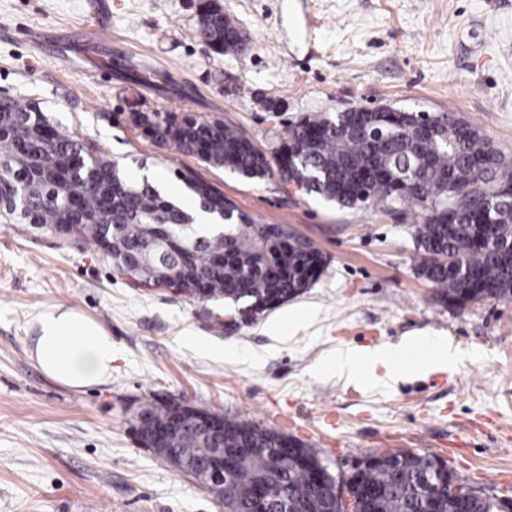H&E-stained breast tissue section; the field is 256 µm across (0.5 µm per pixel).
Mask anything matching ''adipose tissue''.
Returning a JSON list of instances; mask_svg holds the SVG:
<instances>
[{"label": "adipose tissue", "instance_id": "obj_1", "mask_svg": "<svg viewBox=\"0 0 512 512\" xmlns=\"http://www.w3.org/2000/svg\"><path fill=\"white\" fill-rule=\"evenodd\" d=\"M38 336L31 350L43 373L70 388L104 383L112 376V338L78 312L53 306L37 318ZM400 367L397 350L349 348L335 360L337 374L371 382L390 378Z\"/></svg>", "mask_w": 512, "mask_h": 512}]
</instances>
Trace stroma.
I'll return each mask as SVG.
<instances>
[{
    "mask_svg": "<svg viewBox=\"0 0 512 512\" xmlns=\"http://www.w3.org/2000/svg\"><path fill=\"white\" fill-rule=\"evenodd\" d=\"M202 2L0 0V97L37 105L173 196H188L177 171L195 172L238 210L313 241L329 264L303 295L222 332L211 304L134 288L90 245L0 221V512H219L136 439L140 402L170 398L293 437L334 475L369 454L426 451L512 495V301H437L412 264L424 207L342 208L275 169L247 180L128 119L137 98L217 119L272 159L315 112H451L512 160V0H219L248 39L224 56L200 32ZM89 23L111 74L69 48ZM53 305L109 333L106 383L66 387L32 358L36 318ZM420 337L447 342L456 365L419 372ZM382 346L405 347L401 378L373 385L331 365L338 351Z\"/></svg>",
    "mask_w": 512,
    "mask_h": 512,
    "instance_id": "35a3bbf8",
    "label": "stroma"
}]
</instances>
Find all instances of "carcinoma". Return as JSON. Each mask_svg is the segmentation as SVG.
<instances>
[{"label":"carcinoma","instance_id":"obj_1","mask_svg":"<svg viewBox=\"0 0 512 512\" xmlns=\"http://www.w3.org/2000/svg\"><path fill=\"white\" fill-rule=\"evenodd\" d=\"M200 28L214 53L242 49L239 30L218 4L204 6ZM129 119L157 143L172 144L211 168L246 179L270 172L267 156L220 120L140 110ZM374 125L390 135L371 136ZM287 141L291 177L307 194L348 208L414 201L428 210L414 235V272L433 284L443 304H465L471 294L512 300V205L494 195L495 169L481 170L496 149L477 128L449 112L432 114L429 125L418 112H338L303 117L288 128ZM177 177L201 210L224 223L200 232L193 213L149 181L128 180L119 162L58 130L37 107L0 98V221L45 231L67 226L112 267L149 284L174 278L179 295L213 302L248 321L303 295L312 275L327 265V256L288 226L262 224L237 210L192 171ZM468 189L489 201L482 206L463 197L448 219L452 194ZM156 224L169 225V235ZM138 416L146 448L184 422L151 401L142 403ZM165 447L198 467L209 458L211 442L178 433ZM224 448L237 456V472L224 480V500L236 512H252L254 481L264 477L268 512H346L305 466L318 458L312 449L289 448L277 431L228 417ZM439 460L429 452L397 451L366 465L357 472L360 512H498L488 498L449 499L434 470Z\"/></svg>","mask_w":512,"mask_h":512}]
</instances>
